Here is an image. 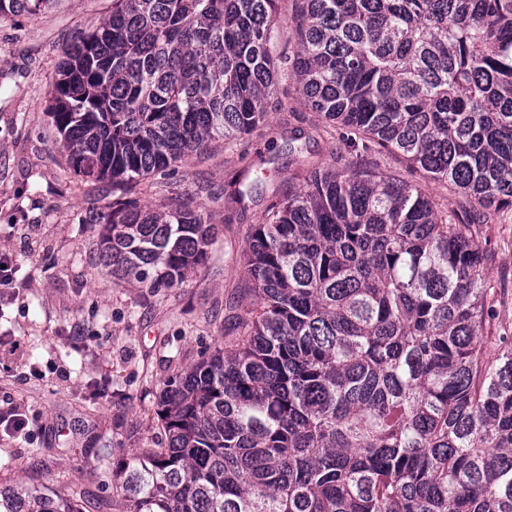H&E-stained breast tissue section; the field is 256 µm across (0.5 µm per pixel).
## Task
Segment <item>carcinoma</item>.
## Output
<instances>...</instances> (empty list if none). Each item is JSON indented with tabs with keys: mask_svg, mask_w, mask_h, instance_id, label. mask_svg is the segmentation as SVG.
Instances as JSON below:
<instances>
[{
	"mask_svg": "<svg viewBox=\"0 0 512 512\" xmlns=\"http://www.w3.org/2000/svg\"><path fill=\"white\" fill-rule=\"evenodd\" d=\"M51 0H0V16ZM279 0H112L63 52L50 117L112 194L85 216L112 277L157 292L206 263L200 206L119 191L264 122ZM293 73L312 112L402 153L485 210L512 208V0H302ZM472 216L358 163L315 168L255 225L257 305L229 350L164 384L165 442L112 469L123 512H512V338L485 348ZM65 484L0 512H82Z\"/></svg>",
	"mask_w": 512,
	"mask_h": 512,
	"instance_id": "obj_1",
	"label": "carcinoma"
}]
</instances>
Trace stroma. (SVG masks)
Here are the masks:
<instances>
[{
    "label": "stroma",
    "instance_id": "obj_1",
    "mask_svg": "<svg viewBox=\"0 0 512 512\" xmlns=\"http://www.w3.org/2000/svg\"><path fill=\"white\" fill-rule=\"evenodd\" d=\"M300 6L278 4L280 79L265 122L235 149L214 145L174 178H151L131 191L160 211L202 206L219 226L206 264L157 294L115 281L99 265L100 227L83 221L91 197L72 175L47 112L64 48L108 16L112 0H54L34 16H0V255L15 264L10 298L0 304V421H26L21 432L0 431V487L75 484L105 512H119L112 468L159 446L164 381L238 336L253 303L240 255L270 203L302 185L308 170L340 157L421 182L400 154L374 145L350 151L341 127L303 104L291 67ZM292 137L301 153L282 155ZM246 167L262 185L244 205L227 203L220 186ZM476 235L492 255L483 269L497 309L490 343L512 336V210L477 226Z\"/></svg>",
    "mask_w": 512,
    "mask_h": 512
}]
</instances>
